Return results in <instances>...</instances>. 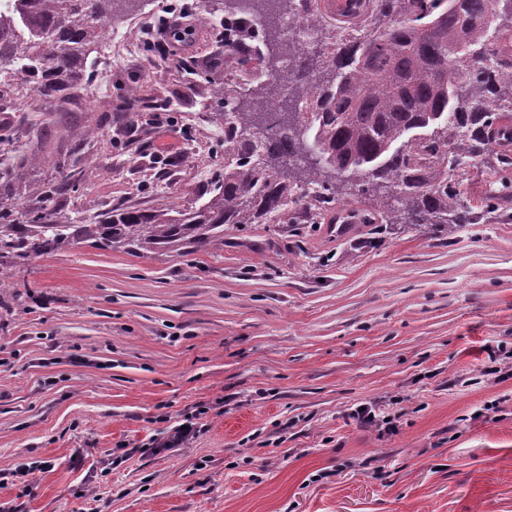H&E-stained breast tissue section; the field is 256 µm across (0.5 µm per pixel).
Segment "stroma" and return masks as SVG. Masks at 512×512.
<instances>
[{
    "mask_svg": "<svg viewBox=\"0 0 512 512\" xmlns=\"http://www.w3.org/2000/svg\"><path fill=\"white\" fill-rule=\"evenodd\" d=\"M112 23L86 90L53 111L23 77L0 162L36 151L7 202L58 223L187 210L224 171L212 53L223 0H195L174 59ZM132 96L147 109L126 113ZM372 405L391 427L365 426ZM198 414L181 447L163 438ZM47 467L31 485L14 468ZM0 503L18 512H512V223L449 230L244 224L177 255L88 242L0 285Z\"/></svg>",
    "mask_w": 512,
    "mask_h": 512,
    "instance_id": "1",
    "label": "stroma"
}]
</instances>
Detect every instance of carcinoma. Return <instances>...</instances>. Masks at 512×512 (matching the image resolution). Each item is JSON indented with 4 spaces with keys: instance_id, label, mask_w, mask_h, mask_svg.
<instances>
[{
    "instance_id": "obj_1",
    "label": "carcinoma",
    "mask_w": 512,
    "mask_h": 512,
    "mask_svg": "<svg viewBox=\"0 0 512 512\" xmlns=\"http://www.w3.org/2000/svg\"><path fill=\"white\" fill-rule=\"evenodd\" d=\"M128 0H13L0 14V100L21 72L57 109L79 96L88 57ZM300 14L302 30L282 26ZM362 25L326 20L318 0H224L240 24L233 38L256 44L257 73L216 83L224 111V176L193 210L118 209L98 224L55 221L62 179L25 221L1 206L17 155L0 169V279L19 263L92 241L126 253L183 254L224 240L241 224H298L346 196L361 224L502 221L512 188V0H364ZM271 112L285 126L264 138ZM500 186L478 197L462 185L483 175L488 154Z\"/></svg>"
}]
</instances>
